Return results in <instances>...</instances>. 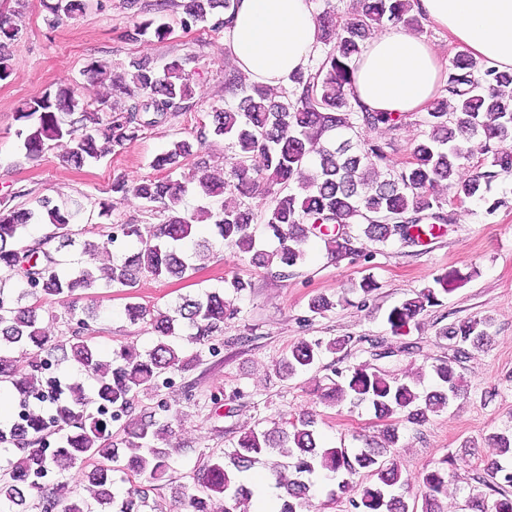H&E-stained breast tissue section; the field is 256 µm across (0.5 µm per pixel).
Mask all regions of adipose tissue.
<instances>
[{"label": "adipose tissue", "instance_id": "ef3b65f1", "mask_svg": "<svg viewBox=\"0 0 512 512\" xmlns=\"http://www.w3.org/2000/svg\"><path fill=\"white\" fill-rule=\"evenodd\" d=\"M414 9L484 67L512 71V0H414ZM224 46L253 81L288 86L321 49L309 0H239ZM448 78L426 40L399 24L369 39L354 63L352 106L407 116L428 111Z\"/></svg>", "mask_w": 512, "mask_h": 512}]
</instances>
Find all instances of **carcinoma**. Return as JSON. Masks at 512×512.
I'll list each match as a JSON object with an SVG mask.
<instances>
[{
	"label": "carcinoma",
	"instance_id": "carcinoma-1",
	"mask_svg": "<svg viewBox=\"0 0 512 512\" xmlns=\"http://www.w3.org/2000/svg\"><path fill=\"white\" fill-rule=\"evenodd\" d=\"M236 0H180V25L185 31L208 27L224 28ZM56 23L61 16L83 12L84 0H53L45 4ZM321 40L328 50L306 73L293 77L292 86L278 92L232 72L225 91L233 102L213 115L209 134L235 139L240 161L217 177L201 155L205 133L197 142L179 140L157 155L153 167L167 176L130 186L117 177L112 193L124 198L133 194L158 205L166 213L161 224L109 223L99 239H85L77 257L68 255L75 244L80 205L55 204L41 198L36 205H0V383L12 389L20 401L41 396L48 357L61 353L93 381L92 395L82 386L68 383L54 399L49 412L31 409L21 423L0 430V444L17 449L13 459L0 469V512H26L29 498L39 499L41 512H93L79 489L59 482L45 490L41 480L50 472L64 473L79 462L90 469L86 477L97 501L109 512H143L148 507L147 490L135 484L145 479L156 482L169 468V453L157 447L171 434V407L160 402L136 418L126 436L114 440L108 418L130 415L139 407L141 394L167 382L166 375L182 371L190 360L182 357L187 345H203L224 331V320L237 314L223 290H208L185 296L168 310L150 309L139 303L125 308L132 324L145 323L156 340L142 353L133 346L113 351L112 360L97 357L89 320L94 309L78 305L79 292L99 288H134L138 279L183 278L195 269L199 252L213 244L235 247L249 261L283 274L302 264L310 239L324 243L333 259L359 255L354 242L363 238L385 244L398 240L418 245L423 238H436L452 223L450 209L468 202L486 201L484 189L504 173L512 172V74L483 68L470 56L458 52L448 65L444 95L426 112L428 130L415 141L408 161L398 169L386 167L387 149L382 139H365L360 131L393 130L402 119L386 112L355 109L347 97L356 57L365 40L388 25L402 24L416 30L422 17L414 12V0H357L348 15L338 17L327 9L317 14ZM19 33L12 14L0 15V81L11 74L7 49ZM165 39L171 28L164 22L145 19L136 23L128 37L147 34ZM96 97L89 99L71 87H59L28 103L19 112L22 128L19 156L36 161L49 142L67 140L66 162L76 166L100 160L134 141L144 129L164 122L192 99V74L183 61L173 59L155 70L147 59H133L122 75L112 77L99 62L88 69ZM118 88L126 95L118 112L93 107L105 105ZM260 158L250 167L247 161ZM480 157L469 177L462 176L467 163ZM193 160L191 173L181 182L170 173ZM263 188L269 197L264 213L263 235L251 231L257 221L253 208L239 201L247 189ZM205 204L184 207L189 192ZM427 212L433 224L417 222ZM210 221L214 242L192 240L193 224ZM33 223L54 225L57 246L50 250L25 239ZM358 225L354 236L351 226ZM272 240L268 250L264 241ZM132 242L112 260L96 267L99 253L116 243ZM454 278L445 274L414 297L393 308L387 317L396 336L430 306L439 295L453 291ZM44 299L66 305L67 334L46 335L41 327ZM325 295L311 299L315 315L334 308ZM494 319L474 316L452 322L436 331L447 342L452 357L431 365L433 387L429 391L408 375L388 377L370 363L350 365L336 371V380L322 393V403L334 407L347 403L366 404L387 421L376 446L326 448L318 443L311 415L281 419L271 429H251L230 451L212 453L203 477L187 495L189 512H249L253 491L242 481L259 458L278 452L288 458L286 478L276 486L286 494L278 512H310L314 483L311 476L323 473L335 480L327 491L330 500L358 490L348 498L350 512H442L440 499L448 497L451 484L448 454L417 477L414 501L408 502L396 489L410 486L397 458V423L421 425L466 393L467 383L457 366L473 352L491 350ZM347 345L342 338L324 341L301 339L288 354L273 364L274 373L290 379L307 370L325 353ZM27 359L29 371L14 368V352ZM58 436L57 447L45 453L44 444ZM495 450L478 483L487 492L472 493L466 501L469 512H512V435L493 433L486 438ZM119 472L129 483L122 493L112 491L113 474Z\"/></svg>",
	"mask_w": 512,
	"mask_h": 512
}]
</instances>
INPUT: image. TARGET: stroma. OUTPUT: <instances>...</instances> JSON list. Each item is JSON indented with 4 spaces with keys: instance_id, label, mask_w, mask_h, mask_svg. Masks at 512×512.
Listing matches in <instances>:
<instances>
[{
    "instance_id": "1",
    "label": "stroma",
    "mask_w": 512,
    "mask_h": 512,
    "mask_svg": "<svg viewBox=\"0 0 512 512\" xmlns=\"http://www.w3.org/2000/svg\"><path fill=\"white\" fill-rule=\"evenodd\" d=\"M0 9L13 11L19 27L9 49L12 74L0 81V202L19 190L26 205L42 196L75 201L82 207L80 228L91 231L105 220L100 204L111 198L114 176L131 185L158 178L153 158L173 141L195 139L209 123L210 112L224 105V80L234 69L224 51V33L200 27L183 31L172 0H138L132 8L124 0H87L82 15L54 27L46 22L41 0H0ZM141 17L168 23L170 37L162 42L150 35L130 40L127 33ZM138 57L159 67L174 58L184 61L193 75V97L184 110L145 129L121 151L80 167L64 162L67 145L62 141L53 143L39 161L16 162L17 113L24 103L59 86L91 93L86 74L91 62H105L119 74ZM422 119V114H412L398 128L381 131V138L393 144L391 167L408 159L413 141L425 130ZM488 197L501 202L494 213H487L481 202L465 204L441 236L419 246L367 241L363 255L333 260L313 241L306 263L283 277L254 268L238 250L218 245L188 278L144 277L133 288L102 289L92 328L99 357L107 360L121 345L143 350L154 343L145 325L126 319L127 303L163 310L180 296L223 287L235 276L251 283L235 301L236 317L225 321L223 335L214 340L218 354L201 350L199 360L175 373L170 384L142 398L146 406L166 400L177 412L166 446L170 468L150 499L165 512H184L182 495L209 454L232 449L249 429L268 428L306 411L317 412L316 430L325 446L357 448L379 441L383 425L372 409L326 407L316 386L329 385L336 370L361 362L392 376L411 367L429 368L449 357L446 342L435 336L437 328L487 314L495 320V343L491 351L463 363L468 397L423 425L400 428L405 475L415 478L426 465L454 454L457 494L443 507L450 512L453 503H464L489 455L484 436L512 432V173L493 182ZM451 270L462 276L460 286L443 296L441 305L421 313L407 338L394 336L387 321L390 310ZM368 276L377 288L366 297L357 286ZM319 293L344 294L348 300L313 316L308 302ZM343 337L349 340L347 348L325 354L315 367L288 380L274 374V362L298 340ZM405 340L414 343L412 353L400 351ZM387 347L394 348V356H381ZM187 388L192 391L188 399L183 396Z\"/></svg>"
}]
</instances>
